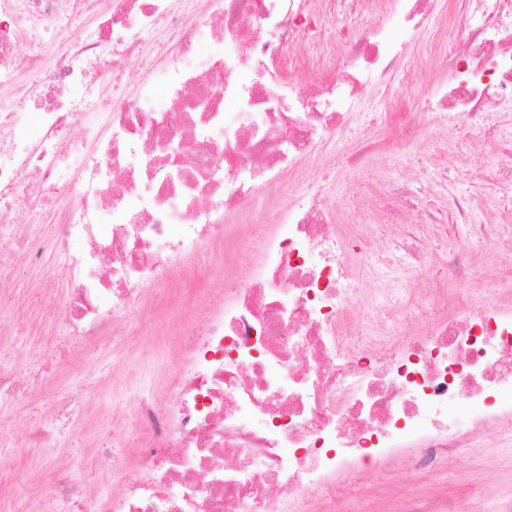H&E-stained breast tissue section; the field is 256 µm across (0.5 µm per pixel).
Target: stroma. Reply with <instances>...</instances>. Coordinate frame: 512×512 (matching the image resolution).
I'll return each instance as SVG.
<instances>
[{
  "label": "stroma",
  "instance_id": "35a3bbf8",
  "mask_svg": "<svg viewBox=\"0 0 512 512\" xmlns=\"http://www.w3.org/2000/svg\"><path fill=\"white\" fill-rule=\"evenodd\" d=\"M451 12V6H444L442 21L408 49L388 89H371L356 106L349 126L329 150L327 166L301 175H282L294 186L291 201L295 204L302 202L307 187H323L324 208L344 239H351L356 215H364L375 231L358 243L357 254L379 269L391 265L392 255L384 245L387 230L378 223L375 196L405 181L416 191L435 182L462 196L477 192L472 182L460 177L451 154L442 146L437 123H430L423 137L404 147L390 145L397 115L412 109L448 79L434 57L449 48L446 18ZM167 38L166 30L156 31L152 54L132 61L119 79L92 101L100 133L109 130L108 111L138 92L139 74L160 66ZM408 66L417 69L411 86L404 73ZM364 136L379 147L354 158ZM70 202V195L63 192L53 211L24 217L41 261L36 265L19 262L11 274L13 294L0 300V367L22 365L42 349L46 352L42 363L50 375L49 382L33 392L29 404L0 402V494L10 497L13 512H40L46 504L51 512H86V498L49 495L53 477L62 471L79 477L89 496H105L123 487L125 475L105 469L100 460L123 454L133 467L136 451L124 440L126 421L109 424L106 415L119 406L133 408L141 399L171 388L185 331L220 306L225 293L235 286L237 263L254 255L257 246L271 235L275 221L264 202L256 201L250 223L242 227L232 247H225L224 231L216 229L211 243L178 263L171 275L174 287L151 289L142 302L121 316L111 334L76 339L68 337L61 316L70 283L59 269L60 250L53 226L54 210ZM509 288L512 267L483 254L479 267L464 279L449 282L445 293L463 292L485 301ZM62 388L73 395L64 412L57 408ZM41 421L53 431L50 444L27 447L31 423ZM367 474L380 486V495L351 498L345 512H401L408 496L433 506L447 505L450 512H501L504 503L512 501V447L492 448L484 441L473 442L433 473L406 469L390 475L372 465Z\"/></svg>",
  "mask_w": 512,
  "mask_h": 512
}]
</instances>
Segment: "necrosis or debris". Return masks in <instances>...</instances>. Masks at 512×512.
I'll return each mask as SVG.
<instances>
[{
	"label": "necrosis or debris",
	"instance_id": "4bbe7bcc",
	"mask_svg": "<svg viewBox=\"0 0 512 512\" xmlns=\"http://www.w3.org/2000/svg\"><path fill=\"white\" fill-rule=\"evenodd\" d=\"M79 0H0V278L33 259L20 210L36 211L66 189L55 216L71 300L62 317L73 336H101L168 276L177 257L196 254L216 225L239 223L258 199L277 205V230L241 271L223 306L187 333L171 391L141 401L130 440L139 467L121 491L91 512H306L315 492L329 512L353 495L375 496L370 463L390 473L435 467L485 431L512 444V292L493 302L449 299L451 316L413 331L388 304L397 290L337 237L313 191L287 204L282 171L324 162L347 124L359 89L383 86L438 0H214L185 24L173 0H113L99 31L63 38L53 53L22 59L21 37L58 33ZM387 18L358 36L323 42L318 14L342 4ZM165 27L167 64L144 72L136 98L115 106L99 136L87 106L135 57L151 54ZM443 62L448 82L406 113L394 137L414 141L437 111L486 136L484 110L512 104V0H459ZM325 48L312 75L281 83L291 49ZM31 82L14 88L22 68ZM98 141L94 157L74 124ZM512 176V142L469 175L476 200L427 190L424 203L402 186L379 196L385 225L490 222L471 234L512 267L503 234L512 208L497 185ZM398 264L447 282L480 255L460 249L433 259L398 236ZM372 304L386 314L370 335H354L349 312ZM469 412L449 423L448 405Z\"/></svg>",
	"mask_w": 512,
	"mask_h": 512
}]
</instances>
